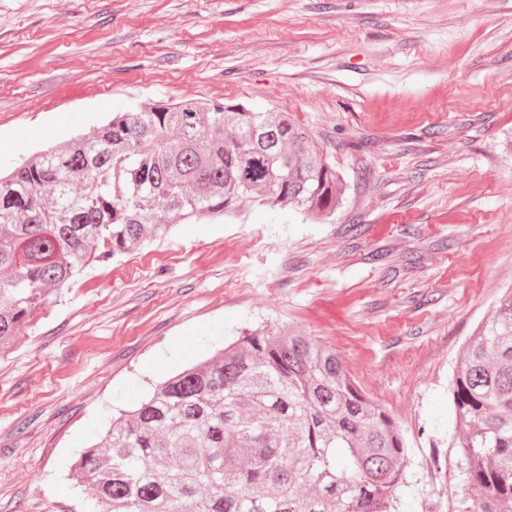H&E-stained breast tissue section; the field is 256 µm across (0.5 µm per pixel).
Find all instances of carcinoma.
I'll list each match as a JSON object with an SVG mask.
<instances>
[{
  "label": "carcinoma",
  "mask_w": 512,
  "mask_h": 512,
  "mask_svg": "<svg viewBox=\"0 0 512 512\" xmlns=\"http://www.w3.org/2000/svg\"><path fill=\"white\" fill-rule=\"evenodd\" d=\"M342 175L286 112L150 102L0 176V350L92 266L173 223L248 199L320 220ZM471 512H512V291L452 381ZM408 443L336 355L298 330L246 329L153 386L84 447L71 477L102 512H399Z\"/></svg>",
  "instance_id": "carcinoma-1"
}]
</instances>
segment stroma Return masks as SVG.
I'll use <instances>...</instances> for the list:
<instances>
[{
    "mask_svg": "<svg viewBox=\"0 0 512 512\" xmlns=\"http://www.w3.org/2000/svg\"><path fill=\"white\" fill-rule=\"evenodd\" d=\"M187 98L288 112L342 203L243 201L37 309L0 355V512H86L83 441L266 325L331 348L400 426L401 512H468L449 385L512 288V0H0V170Z\"/></svg>",
    "mask_w": 512,
    "mask_h": 512,
    "instance_id": "stroma-1",
    "label": "stroma"
}]
</instances>
